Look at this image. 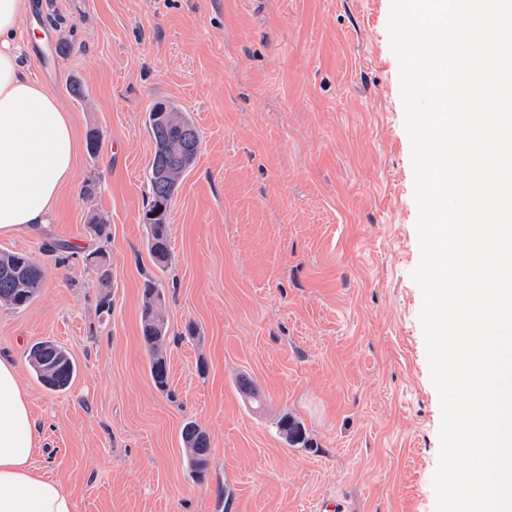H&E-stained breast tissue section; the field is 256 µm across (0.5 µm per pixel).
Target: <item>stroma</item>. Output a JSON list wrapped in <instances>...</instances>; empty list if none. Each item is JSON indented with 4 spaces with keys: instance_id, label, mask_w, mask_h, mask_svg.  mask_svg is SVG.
<instances>
[{
    "instance_id": "1",
    "label": "stroma",
    "mask_w": 512,
    "mask_h": 512,
    "mask_svg": "<svg viewBox=\"0 0 512 512\" xmlns=\"http://www.w3.org/2000/svg\"><path fill=\"white\" fill-rule=\"evenodd\" d=\"M30 4L27 74L59 96L78 142L51 223L0 235V250L43 270L27 308L0 307V356L40 430L37 471L75 512H318L333 499L344 512H435L441 408L411 277L418 210L391 0ZM158 102L201 139L162 270L145 225ZM50 239L68 251L46 252ZM99 248L106 285L84 262ZM149 278L166 298L165 393L141 340ZM45 340L76 363L66 390L28 364ZM284 416L302 440L278 432ZM189 420L210 438L201 482L186 465Z\"/></svg>"
}]
</instances>
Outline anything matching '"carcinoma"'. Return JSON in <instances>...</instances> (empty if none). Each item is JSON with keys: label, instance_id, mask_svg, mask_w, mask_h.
I'll return each mask as SVG.
<instances>
[{"label": "carcinoma", "instance_id": "obj_1", "mask_svg": "<svg viewBox=\"0 0 512 512\" xmlns=\"http://www.w3.org/2000/svg\"><path fill=\"white\" fill-rule=\"evenodd\" d=\"M165 109L164 103L155 104L146 120L148 132L155 143L148 175L147 249L154 264L161 268L168 266L171 255L170 202L192 166L200 145L199 132L192 120L185 115L180 124H173ZM95 259L98 264L92 269L104 282L111 275L110 259L104 250L89 254L88 260ZM42 280V270L31 257L0 251V306L15 309L29 306L38 295ZM141 329L149 375L155 387L165 391L169 387L168 320L164 291L152 280L145 283L143 291ZM27 357L37 378L52 391L67 389L77 373L70 354L51 341L34 344ZM181 438L187 450V464L200 479L207 467L209 436L199 424L187 421L182 426Z\"/></svg>", "mask_w": 512, "mask_h": 512}]
</instances>
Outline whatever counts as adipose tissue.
Returning <instances> with one entry per match:
<instances>
[{
    "mask_svg": "<svg viewBox=\"0 0 512 512\" xmlns=\"http://www.w3.org/2000/svg\"><path fill=\"white\" fill-rule=\"evenodd\" d=\"M28 10V0H0V234L49 223L77 152L68 111L26 73ZM37 442L18 368L1 358L0 512H74L70 495L34 470Z\"/></svg>",
    "mask_w": 512,
    "mask_h": 512,
    "instance_id": "ef3b65f1",
    "label": "adipose tissue"
}]
</instances>
